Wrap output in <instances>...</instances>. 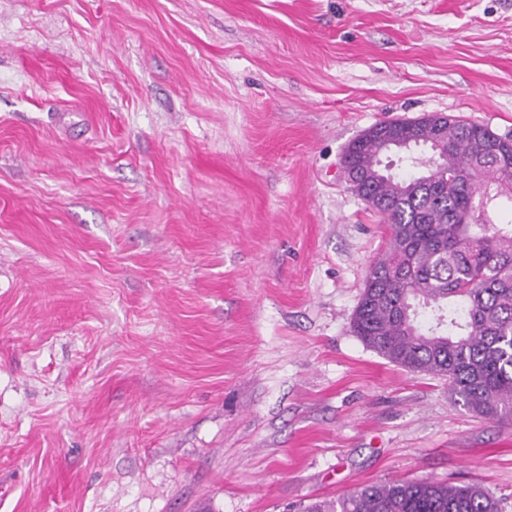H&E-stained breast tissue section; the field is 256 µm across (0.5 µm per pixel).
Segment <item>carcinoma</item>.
Here are the masks:
<instances>
[{
  "label": "carcinoma",
  "mask_w": 512,
  "mask_h": 512,
  "mask_svg": "<svg viewBox=\"0 0 512 512\" xmlns=\"http://www.w3.org/2000/svg\"><path fill=\"white\" fill-rule=\"evenodd\" d=\"M448 158L431 184L379 175L384 141L349 146L347 180L388 227L389 244L369 266L351 328L369 349L413 374L448 380L469 412L512 424V222L491 213L512 203V138L440 116ZM398 142L433 163L434 126L390 123ZM479 184L490 186L473 198ZM306 512H500L476 485L430 479L366 484Z\"/></svg>",
  "instance_id": "carcinoma-1"
}]
</instances>
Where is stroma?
Wrapping results in <instances>:
<instances>
[{"label": "stroma", "mask_w": 512, "mask_h": 512, "mask_svg": "<svg viewBox=\"0 0 512 512\" xmlns=\"http://www.w3.org/2000/svg\"><path fill=\"white\" fill-rule=\"evenodd\" d=\"M512 137V0H0V512H512V425L351 329L372 125ZM306 512H500L498 500L476 485L453 486L430 479L366 484L324 499Z\"/></svg>", "instance_id": "obj_1"}]
</instances>
